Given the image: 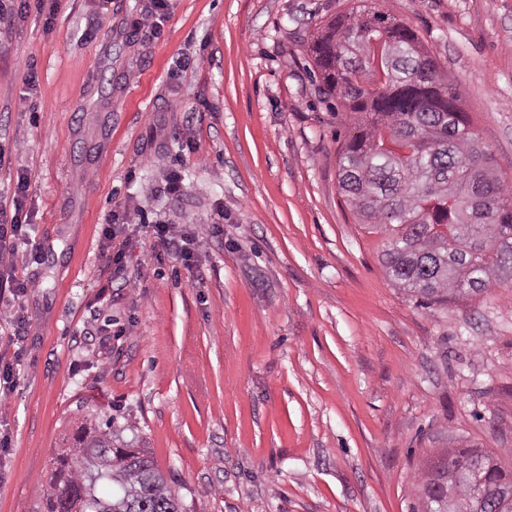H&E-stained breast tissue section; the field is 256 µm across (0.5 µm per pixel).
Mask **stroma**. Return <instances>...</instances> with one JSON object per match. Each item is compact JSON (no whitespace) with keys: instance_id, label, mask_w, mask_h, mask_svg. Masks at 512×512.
Here are the masks:
<instances>
[{"instance_id":"1","label":"stroma","mask_w":512,"mask_h":512,"mask_svg":"<svg viewBox=\"0 0 512 512\" xmlns=\"http://www.w3.org/2000/svg\"><path fill=\"white\" fill-rule=\"evenodd\" d=\"M156 2L61 0L52 25L0 29V204L27 174L13 263L36 283L0 288V361L20 370L0 387V512H31L83 406L187 512H423L428 462L466 448L512 472V288L419 305L339 192L358 126L308 47L352 0ZM371 3L459 85L512 185V0ZM156 223L207 244L182 260ZM108 224H101L100 229V246L105 256L108 257L110 265H114L116 274H122L124 271L123 258L124 252L120 248L112 256V241L117 237V231L120 224H112V218L107 222Z\"/></svg>"}]
</instances>
